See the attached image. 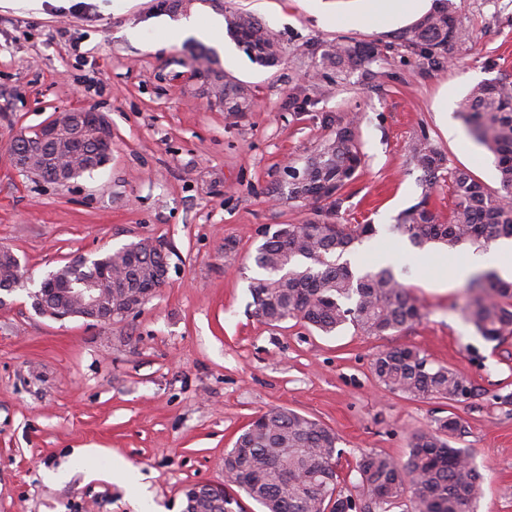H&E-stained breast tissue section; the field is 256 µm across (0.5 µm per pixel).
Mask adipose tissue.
I'll return each mask as SVG.
<instances>
[{"mask_svg": "<svg viewBox=\"0 0 512 512\" xmlns=\"http://www.w3.org/2000/svg\"><path fill=\"white\" fill-rule=\"evenodd\" d=\"M431 8L432 0H321L316 13L345 28L388 31L412 24Z\"/></svg>", "mask_w": 512, "mask_h": 512, "instance_id": "ef3b65f1", "label": "adipose tissue"}]
</instances>
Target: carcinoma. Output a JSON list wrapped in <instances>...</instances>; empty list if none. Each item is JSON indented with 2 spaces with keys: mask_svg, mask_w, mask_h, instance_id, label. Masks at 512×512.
Here are the masks:
<instances>
[{
  "mask_svg": "<svg viewBox=\"0 0 512 512\" xmlns=\"http://www.w3.org/2000/svg\"><path fill=\"white\" fill-rule=\"evenodd\" d=\"M404 33L405 47L416 51L430 67L455 56L471 40V32L456 18L453 0ZM227 34L252 62L262 67L281 63L280 39L272 29L241 12L224 14ZM377 51L369 44H336L321 51L313 66L344 72L369 69ZM211 64L204 93L214 101H234L232 111L249 112L253 94L246 85L212 68L208 53L196 64ZM469 137L494 158L499 188L488 189L467 169L451 173L454 207L443 220L429 208L428 196L401 211L388 231L423 248L430 243L483 247L512 238V82L490 81L472 87L459 112ZM409 160L423 172L431 188L445 170V153L428 137L408 146ZM356 124L336 123L334 135L323 141L302 169L288 172V200L313 202L311 216L288 224V232L272 233L256 248L253 262L259 276L251 279V306L256 317L277 326L301 321L329 334L350 323L366 336H385L411 327L421 318L419 307L397 278L392 266L362 270L342 260L351 247L375 237L374 224H341L339 211L345 188L361 166ZM124 271L129 284L148 288L160 256L128 270L120 250L89 261L88 271L103 265ZM469 287L483 295L466 308L465 316L487 341L512 335V282L488 272L471 279ZM378 382L393 393L418 399L463 402L476 388L458 371L434 365L412 347H393L375 357ZM461 432L459 420L440 419L436 426L412 435L406 460L364 454L357 464L367 497L354 499L338 489L336 460L341 438L316 419L287 408H272L248 424L233 448L224 454L226 485L234 495L245 493L264 512H474L482 495V475L465 448L450 439ZM412 496H407V492ZM234 495L224 496V512L239 507Z\"/></svg>",
  "mask_w": 512,
  "mask_h": 512,
  "instance_id": "carcinoma-1",
  "label": "carcinoma"
}]
</instances>
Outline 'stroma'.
<instances>
[{"mask_svg":"<svg viewBox=\"0 0 512 512\" xmlns=\"http://www.w3.org/2000/svg\"><path fill=\"white\" fill-rule=\"evenodd\" d=\"M159 0H66L38 12L0 5V248L20 260L21 285L0 299V512H181L183 490L224 481V453L256 416L286 407L341 437L344 494L366 495L355 466L366 453L406 459L412 434L454 415L483 477L476 512H512V336L489 342L464 318L465 283L438 289L430 257L389 234L402 210L429 195L448 215L449 178L426 188L407 148L427 136L448 170H471L497 189L496 170L442 92L512 79V0H461L475 43L427 68L401 30L324 23L299 0H195L199 21L238 10L280 36L283 62L260 67L227 33L175 41L178 19ZM378 47L370 70H312L310 49ZM246 84L253 111L210 103L193 55ZM313 71V70H312ZM92 108L112 126L109 162L59 186L12 169V137L55 111ZM356 120L364 163L346 190L344 224L378 236L353 247L356 267L392 260L423 318L386 336L346 325L330 335L290 320L272 327L250 307L252 256L265 226L299 224L309 207L287 199L302 167L336 129ZM142 238L170 248L168 282L124 321L87 325L39 314L31 292L77 255L95 257ZM414 347L457 370L474 397L450 406L387 391L372 373L381 350ZM139 472V491L119 479Z\"/></svg>","mask_w":512,"mask_h":512,"instance_id":"stroma-1","label":"stroma"}]
</instances>
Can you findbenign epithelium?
Masks as SVG:
<instances>
[{"mask_svg":"<svg viewBox=\"0 0 512 512\" xmlns=\"http://www.w3.org/2000/svg\"><path fill=\"white\" fill-rule=\"evenodd\" d=\"M21 137L28 140L30 149L11 158L15 169L24 173H51L52 180L62 186L72 179L73 164L69 158L82 142L90 137L103 148L102 153L82 156L84 164L96 165L107 159L112 147V126L106 117L94 110L71 108L55 115L41 125L25 130ZM169 265L157 270L154 282L156 288L138 291L119 308L112 306V293L125 284L112 278V270L92 273L83 281V288L74 291L69 284L50 273L40 283L37 292V312L54 320L81 318L90 322H112L126 318L139 311L156 290L165 287L168 281Z\"/></svg>","mask_w":512,"mask_h":512,"instance_id":"1","label":"benign epithelium"}]
</instances>
